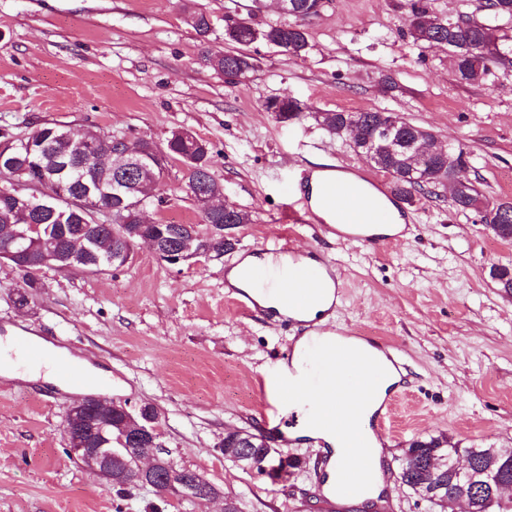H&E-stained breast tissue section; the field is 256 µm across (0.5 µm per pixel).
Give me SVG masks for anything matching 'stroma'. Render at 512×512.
<instances>
[{
  "instance_id": "1",
  "label": "stroma",
  "mask_w": 512,
  "mask_h": 512,
  "mask_svg": "<svg viewBox=\"0 0 512 512\" xmlns=\"http://www.w3.org/2000/svg\"><path fill=\"white\" fill-rule=\"evenodd\" d=\"M405 2L330 0L306 24L307 54L255 43L256 71L234 84L205 67L203 53L223 48L225 14L257 26L279 20L271 0H0L1 131L57 123L162 146L184 127L209 143L215 179L251 214L234 230L236 248L200 266H170L142 244L123 268L49 270L28 290L21 271L0 264V336L30 327L62 339L107 378L97 397L154 405L172 458L236 496L242 512H318L321 445L285 437L294 416L266 423L253 384L295 330L263 325L225 300L226 275L245 249L287 231L301 250L320 248L340 279L330 325L387 342L407 365L410 388L383 443L384 512H433L398 479L413 440L512 448V293L490 276L492 266H512V241L445 194L406 201L411 230L391 246L343 243L324 225L287 220L307 199L296 187L311 167L373 166L313 116L276 121L263 103L283 94L314 113L395 110L462 147L467 177L490 200L512 202V62L483 85L457 84L446 49L421 51L403 36ZM189 8L210 15L209 41L185 23ZM387 74L398 84L389 93ZM181 176L173 164L161 185L169 203L152 220L199 223ZM77 400L40 381L0 387V512H180L150 489L117 497L69 456L66 417ZM230 429L262 435L285 466L268 476L225 460Z\"/></svg>"
}]
</instances>
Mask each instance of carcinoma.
<instances>
[{
  "label": "carcinoma",
  "mask_w": 512,
  "mask_h": 512,
  "mask_svg": "<svg viewBox=\"0 0 512 512\" xmlns=\"http://www.w3.org/2000/svg\"><path fill=\"white\" fill-rule=\"evenodd\" d=\"M499 0H486V15L480 22H474L464 14L454 18L437 16L428 6L427 0H408L406 4V22L408 34L413 44L420 49L430 46L433 40H443L448 51L454 55V80L466 86H480L492 75L495 66L509 60L512 55V43L508 36L500 34L502 26L512 22V14L497 7ZM316 0H289V17L293 22H272L256 28L249 21L236 15H224V43L230 49L204 56L205 64L212 70L228 75L249 78L255 70V58L246 52V48L257 42L284 43L288 46V56L298 57L308 52L310 44L302 21L311 18L310 10ZM188 25L198 37L205 40L212 31V20L203 11L189 12ZM266 111L274 113L281 121L298 118L309 107L287 95L267 99ZM393 117L397 122L396 138L407 144L426 143L434 138V133L422 126L413 124L403 117L386 109H370L360 112H318L314 118L318 125L331 135L341 136L346 126L357 123L361 138L357 150L372 149L378 155L376 168L389 175L391 185L403 199L412 198L420 192L429 196H439L438 190L445 183L454 181L456 167L465 162L464 150L453 144L448 145V156L429 159L427 164L412 170L406 164L407 151L397 149L381 141L376 136L382 118ZM55 125L44 123L23 136L4 132L0 137L15 146L18 163L24 166V175L14 179L12 174L0 173L8 189L22 193L31 189V185L41 178L42 172L65 173L72 177L70 197L72 201L59 204L56 211L50 209L37 217V223L49 231L57 248L65 252L74 242L89 233L95 234L93 252L102 257L112 256L114 239L106 225L93 223L94 204L103 208H114L112 225L119 227L133 240L141 236H154L164 233L170 237L181 238L195 231L193 224H141L139 210L135 204L120 206V198H129L137 192L135 186L126 184L118 178L123 166H113L115 158L100 160L82 156L76 147L81 134L63 126L58 127L62 136L49 135ZM135 149H147L153 143L145 139H130L125 135H101V146L106 152H119L125 146ZM34 150H29V147ZM166 155L185 165L183 180L187 183L199 180L204 170H212L214 163L211 148L197 135H189L188 130H174L167 141ZM91 195H86L87 190ZM483 194L474 183L465 190H456L451 200L456 211L467 214L481 201ZM32 213L0 202V253L12 247L14 230L20 224L31 223ZM251 221L248 211L234 206L230 211H201L203 224H247ZM483 223L493 225L492 232L503 240H512V202H502L486 212ZM262 437L255 436L257 447L252 449L247 459V468L258 472L268 465L263 449L259 448ZM411 447L428 459L436 457L443 462L445 479L443 494L450 495L455 489L452 479L456 476L455 462L460 456H469L473 460L469 480L476 488L479 497V512H512V499L504 498L498 485L512 483V448L500 449L498 472L489 477L482 467L481 448H458L444 438L431 437L415 440Z\"/></svg>",
  "instance_id": "1"
}]
</instances>
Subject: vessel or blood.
Listing matches in <instances>:
<instances>
[{
  "label": "vessel or blood",
  "instance_id": "vessel-or-blood-1",
  "mask_svg": "<svg viewBox=\"0 0 512 512\" xmlns=\"http://www.w3.org/2000/svg\"><path fill=\"white\" fill-rule=\"evenodd\" d=\"M318 197L325 207L342 214L345 229L340 233L341 238L365 246L395 243V236L374 234V227L386 222L387 213L378 209L358 186L349 182L324 180L318 185ZM266 255L263 264L245 270L248 288H229L227 297L241 312H259L265 321L295 327L298 335L308 339L315 368L307 374L296 375L292 367V351L280 352L277 358L281 368L277 377L271 381L258 377V391L263 395L274 393L277 402L288 408L310 398L312 394L323 395L327 403L319 407L316 423L325 430L335 429L347 415L358 414L361 400L368 398L373 390L371 382L362 381L357 386V397H350L347 382L336 374L335 360L350 359L357 368L373 375L377 374L381 362L374 356L365 357L362 347L348 346L346 340L350 336L349 331L299 319V311L309 308L321 296L322 280L334 277L335 271L330 264L324 261L315 265L304 262L301 255L287 245L267 250ZM273 285L279 288L278 307H261L256 299L257 294ZM44 356L45 350L40 344L22 338L10 343L0 341V364L18 361L37 363ZM54 370L60 387L75 393L100 389L105 385L100 375L62 357L57 358ZM398 398L397 392H389L373 416V432L378 439L390 436L386 424L392 417ZM342 439L345 447L353 449L358 463L338 467L333 479H321L320 496L326 512H334L337 500L364 495L374 479L372 460L361 437L351 430L343 433Z\"/></svg>",
  "mask_w": 512,
  "mask_h": 512
}]
</instances>
